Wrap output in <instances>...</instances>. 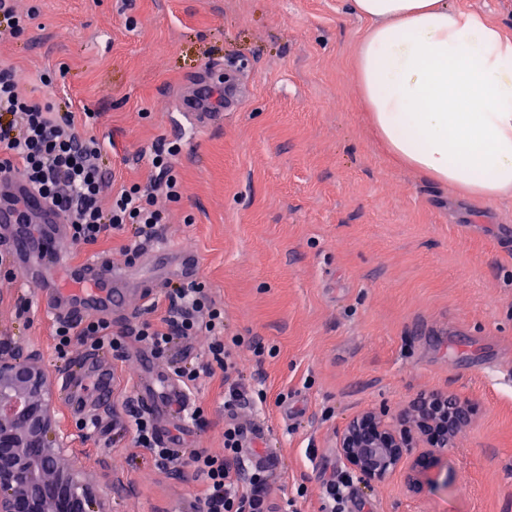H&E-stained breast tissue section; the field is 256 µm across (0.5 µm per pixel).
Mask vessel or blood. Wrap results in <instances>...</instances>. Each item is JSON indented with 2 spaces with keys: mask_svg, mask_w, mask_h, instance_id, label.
<instances>
[{
  "mask_svg": "<svg viewBox=\"0 0 512 512\" xmlns=\"http://www.w3.org/2000/svg\"><path fill=\"white\" fill-rule=\"evenodd\" d=\"M211 87V82L198 80L181 97L178 110L185 126L200 132L223 124V112L205 107ZM0 225L8 229L7 235L0 237V246L9 250L24 282L42 287V311L54 319L101 317L113 305L124 302L125 289H136L144 301L169 279L192 281L197 277V255L172 246L161 235L120 267L100 253L77 261L69 259L61 248L70 237L62 212L20 180L0 185ZM71 369L83 375L98 401L111 398L116 376L104 356L89 353L75 358ZM136 389L141 409L159 422L184 413L188 406L185 391L155 371L148 357L143 360Z\"/></svg>",
  "mask_w": 512,
  "mask_h": 512,
  "instance_id": "b4317fda",
  "label": "vessel or blood"
}]
</instances>
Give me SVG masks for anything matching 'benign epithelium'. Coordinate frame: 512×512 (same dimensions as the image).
<instances>
[{
    "mask_svg": "<svg viewBox=\"0 0 512 512\" xmlns=\"http://www.w3.org/2000/svg\"><path fill=\"white\" fill-rule=\"evenodd\" d=\"M471 400L433 391L386 420L367 411L353 417L337 448L366 483L405 474L409 491L448 486V459L456 429L471 420ZM54 381L40 354L0 351V512H89L96 499L91 471L71 465L69 433Z\"/></svg>",
    "mask_w": 512,
    "mask_h": 512,
    "instance_id": "benign-epithelium-1",
    "label": "benign epithelium"
}]
</instances>
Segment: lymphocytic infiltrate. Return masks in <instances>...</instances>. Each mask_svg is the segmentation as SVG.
<instances>
[{
  "instance_id": "obj_1",
  "label": "lymphocytic infiltrate",
  "mask_w": 512,
  "mask_h": 512,
  "mask_svg": "<svg viewBox=\"0 0 512 512\" xmlns=\"http://www.w3.org/2000/svg\"><path fill=\"white\" fill-rule=\"evenodd\" d=\"M26 84L22 71L0 66V181L22 180L60 210L75 245H93L104 236L121 234L126 238L127 257H134L166 223L168 203L181 198L175 172L180 142L161 139L143 149L140 156L151 170L150 177L121 185L110 200H103L109 179L103 148L87 132L96 123L97 113L58 111L52 98L37 101L28 96ZM166 297L164 315L121 332L113 331L107 319L94 316L77 324L60 322L55 328V351L59 358H66L78 337L90 341L93 349L119 356L132 337L154 359L166 360L177 341L208 337L207 362L177 366L174 374L188 387L201 376L221 370L227 385L224 409L234 412L248 401L241 383L245 360L225 339L223 304L198 280L167 288ZM134 431L136 447L147 449L159 466L192 468L202 483L199 512H298L293 498L274 508L269 497L273 474L268 467L245 470L248 431L240 423H225L224 446L218 450H175L161 442L153 419L145 414L135 415Z\"/></svg>"
}]
</instances>
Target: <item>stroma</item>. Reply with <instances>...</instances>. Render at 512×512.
<instances>
[{"label": "stroma", "mask_w": 512, "mask_h": 512, "mask_svg": "<svg viewBox=\"0 0 512 512\" xmlns=\"http://www.w3.org/2000/svg\"><path fill=\"white\" fill-rule=\"evenodd\" d=\"M28 32L0 39V63L28 73L29 95L89 110L111 187L146 180L140 147L182 140V197L159 232L195 251L224 305L227 336L260 342L244 384L263 391L237 419L265 429L276 502L323 512L325 474L347 471L336 443L354 416L399 413L418 395L470 398L471 422L448 455L457 486L410 494L402 476L354 482L349 512H512V198L478 203L391 160L354 76L368 24L349 0H18ZM241 73L246 92L223 125L179 132L176 103L207 67ZM50 75L44 86L41 75ZM39 291L0 278V344L65 365L54 321L18 315ZM140 343L113 358L118 384L99 427L75 439L100 472L108 512H185L201 486L159 468L131 438ZM200 422L173 418L183 448L224 445V375L190 388ZM317 449L309 458L308 449Z\"/></svg>", "instance_id": "35a3bbf8"}]
</instances>
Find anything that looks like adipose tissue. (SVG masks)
<instances>
[{
  "instance_id": "ef3b65f1",
  "label": "adipose tissue",
  "mask_w": 512,
  "mask_h": 512,
  "mask_svg": "<svg viewBox=\"0 0 512 512\" xmlns=\"http://www.w3.org/2000/svg\"><path fill=\"white\" fill-rule=\"evenodd\" d=\"M360 97L394 160L469 199L512 196V38L448 0H352Z\"/></svg>"
}]
</instances>
